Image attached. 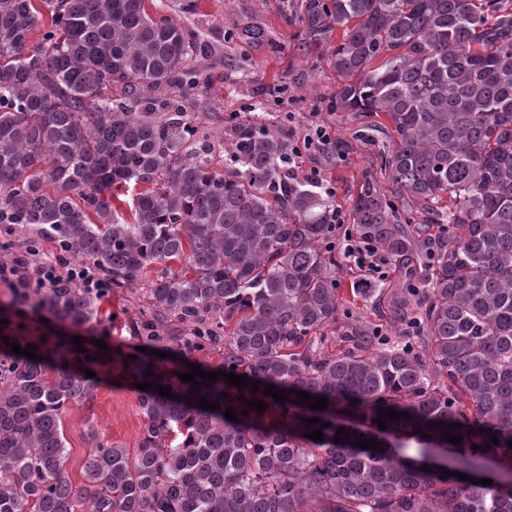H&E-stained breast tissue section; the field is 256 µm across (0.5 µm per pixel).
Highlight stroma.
I'll return each instance as SVG.
<instances>
[{"label":"stroma","instance_id":"stroma-1","mask_svg":"<svg viewBox=\"0 0 512 512\" xmlns=\"http://www.w3.org/2000/svg\"><path fill=\"white\" fill-rule=\"evenodd\" d=\"M187 1L164 0V13L199 34L202 50L196 62L205 80L185 98L195 124L217 139L249 113L268 112L287 130L293 143L301 141L312 126H325L332 145L304 153L299 166L304 171L319 168L331 182L340 217H347L365 175H373L382 189H390L388 174L381 166V154L390 144L389 134L370 125L360 113L333 107L338 78L324 61L322 46L302 44L297 10L300 0H192L196 3L192 11L186 10ZM249 27L263 29L265 40L244 41L241 33ZM336 281L350 317L377 324L382 333L392 332L394 325L387 310L358 291L359 286L370 284V277L342 257ZM146 288V282L141 281L130 288L112 290L101 303L98 322L80 329L19 315L20 333L35 340L50 331L63 332L81 336L86 343L102 340L112 350H135L141 341L134 324L146 303ZM107 319L112 327L106 331L101 323ZM90 421L105 438L130 449L137 447L142 421L136 387L120 365L101 375L91 403L72 406L64 417L68 469L76 483L81 480V465L91 448L86 437Z\"/></svg>","mask_w":512,"mask_h":512}]
</instances>
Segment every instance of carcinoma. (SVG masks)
Here are the masks:
<instances>
[{"label":"carcinoma","instance_id":"obj_1","mask_svg":"<svg viewBox=\"0 0 512 512\" xmlns=\"http://www.w3.org/2000/svg\"><path fill=\"white\" fill-rule=\"evenodd\" d=\"M146 2L0 0V224L21 234L3 249L34 255L49 238L114 288L162 266L137 323L143 344L166 343L184 373L194 348L222 346L224 362L202 370L259 391L221 377L194 393L140 352L123 357L134 382L174 397L138 390L133 455L88 424L76 484L64 415L97 388L85 370L112 355L57 336L32 360L5 345L26 348L14 322L0 325V512H512V0L298 5L305 40L326 46L338 77L336 108L386 119L392 139V190L367 176L349 211L358 239L401 274L390 292L364 291L399 319L388 336L341 321L336 204L288 172V131L247 117L216 169L214 142L179 101L202 79L189 63L197 35ZM131 186L127 222L119 191ZM424 210L435 222L411 223ZM102 298L69 283L13 293L77 327L98 320ZM170 316L189 335H159ZM269 385L288 401L264 395ZM298 391L327 408L292 403ZM380 408L408 417L382 430ZM341 427L383 451L334 442ZM320 428L323 440L305 437ZM443 444L459 472L493 483L422 470Z\"/></svg>","mask_w":512,"mask_h":512}]
</instances>
